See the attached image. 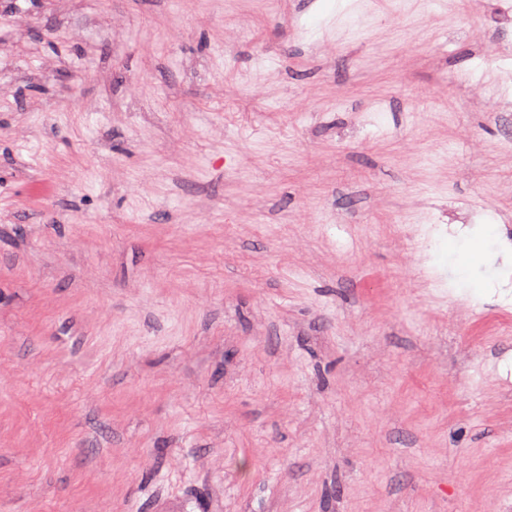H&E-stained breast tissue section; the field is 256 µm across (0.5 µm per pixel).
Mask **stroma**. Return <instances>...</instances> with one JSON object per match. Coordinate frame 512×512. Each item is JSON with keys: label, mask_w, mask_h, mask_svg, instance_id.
<instances>
[{"label": "stroma", "mask_w": 512, "mask_h": 512, "mask_svg": "<svg viewBox=\"0 0 512 512\" xmlns=\"http://www.w3.org/2000/svg\"><path fill=\"white\" fill-rule=\"evenodd\" d=\"M495 4L0 0V512H512Z\"/></svg>", "instance_id": "35a3bbf8"}]
</instances>
